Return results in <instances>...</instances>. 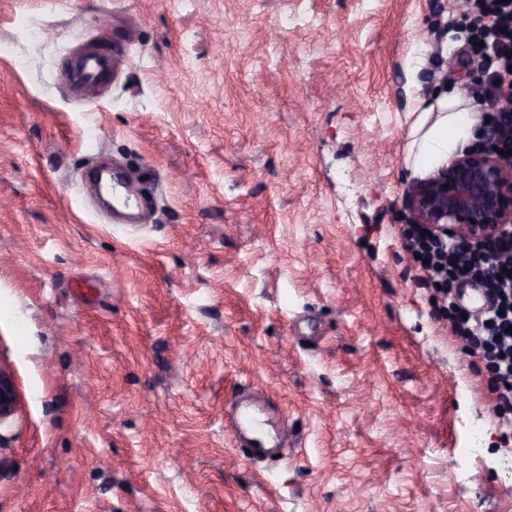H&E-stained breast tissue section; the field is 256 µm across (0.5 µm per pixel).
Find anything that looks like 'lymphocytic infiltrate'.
Returning <instances> with one entry per match:
<instances>
[{
    "mask_svg": "<svg viewBox=\"0 0 512 512\" xmlns=\"http://www.w3.org/2000/svg\"><path fill=\"white\" fill-rule=\"evenodd\" d=\"M468 19L467 58L486 74L484 85L471 95L485 104L484 116L492 121L499 101H512V0H475ZM405 236L421 258L425 283L447 305L452 332L491 372L497 412L512 414V234L451 243L410 226ZM465 282L484 288L490 306L482 315L466 312L457 301V288Z\"/></svg>",
    "mask_w": 512,
    "mask_h": 512,
    "instance_id": "lymphocytic-infiltrate-1",
    "label": "lymphocytic infiltrate"
}]
</instances>
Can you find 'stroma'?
<instances>
[{"instance_id": "stroma-1", "label": "stroma", "mask_w": 512, "mask_h": 512, "mask_svg": "<svg viewBox=\"0 0 512 512\" xmlns=\"http://www.w3.org/2000/svg\"><path fill=\"white\" fill-rule=\"evenodd\" d=\"M461 12L0 0V512H512V419L402 235L413 125L481 78ZM90 40L123 57L78 98ZM249 392L280 455L225 429Z\"/></svg>"}]
</instances>
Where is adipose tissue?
Segmentation results:
<instances>
[{"label":"adipose tissue","instance_id":"obj_1","mask_svg":"<svg viewBox=\"0 0 512 512\" xmlns=\"http://www.w3.org/2000/svg\"><path fill=\"white\" fill-rule=\"evenodd\" d=\"M475 124L460 93L449 92L440 103L438 119L417 141L418 164L425 167L441 163L458 147L470 144L475 139Z\"/></svg>","mask_w":512,"mask_h":512}]
</instances>
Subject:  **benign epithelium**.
<instances>
[{
	"label": "benign epithelium",
	"instance_id": "1",
	"mask_svg": "<svg viewBox=\"0 0 512 512\" xmlns=\"http://www.w3.org/2000/svg\"><path fill=\"white\" fill-rule=\"evenodd\" d=\"M488 147L466 150L407 188L408 223L450 240L481 242L512 229V122L487 126ZM11 379L0 370V420L15 408Z\"/></svg>",
	"mask_w": 512,
	"mask_h": 512
}]
</instances>
